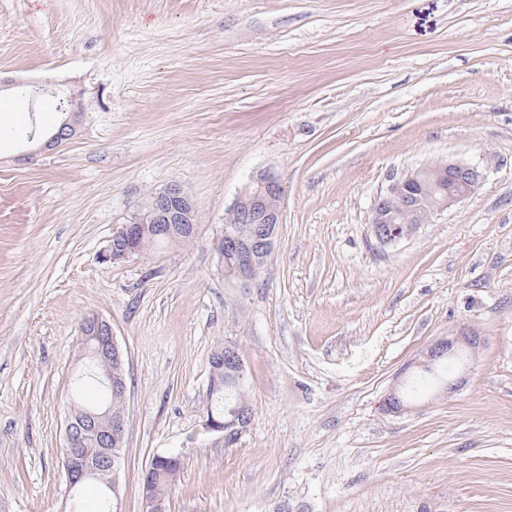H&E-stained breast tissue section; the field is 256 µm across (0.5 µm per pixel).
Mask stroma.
I'll list each match as a JSON object with an SVG mask.
<instances>
[{
    "mask_svg": "<svg viewBox=\"0 0 512 512\" xmlns=\"http://www.w3.org/2000/svg\"><path fill=\"white\" fill-rule=\"evenodd\" d=\"M0 76L78 91L76 135L18 161L0 127V512H98L61 466L87 382L80 326L125 355L115 512H512V0H0ZM461 158L475 195L383 247L375 198ZM281 179L275 249L247 288L216 241L260 173ZM181 184L192 242L102 261L152 192ZM481 338L458 388L385 397L429 345ZM237 345L253 405L203 427L209 358ZM172 455H156L152 458L148 466L145 467L142 473V490H143V500L146 506V512H165V503L166 498L161 496L159 493L155 492V490L150 486L149 480H151L152 475L155 471L158 470V465L161 463V468L164 470V473L161 475L160 479V487L161 490L169 495L171 490V482L173 480V476L178 472L181 462L177 456L179 461L176 462L177 467L170 472L169 466H167L162 461H172L173 459H165V457H171Z\"/></svg>",
    "mask_w": 512,
    "mask_h": 512,
    "instance_id": "1",
    "label": "stroma"
}]
</instances>
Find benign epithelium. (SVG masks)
Here are the masks:
<instances>
[{"mask_svg":"<svg viewBox=\"0 0 512 512\" xmlns=\"http://www.w3.org/2000/svg\"><path fill=\"white\" fill-rule=\"evenodd\" d=\"M57 110L65 114V118L34 149L22 155V159H30L44 149L56 148L75 135L83 111L81 94L74 91L63 94ZM427 173L434 177L431 191H436L443 183L448 185V189L434 199L433 209L427 212L423 220L415 219L409 224L393 223L394 209L411 207L414 191L426 187L422 175ZM483 179L484 173L479 166L460 159L425 164L400 175L374 201L371 218L374 238L384 247L400 243L411 236L419 224L428 223L435 214L472 196ZM282 196L283 188L279 178L272 172H265L238 196L228 213V226L216 248L219 253L226 252L234 257L235 281L243 288L255 281L273 251L282 224ZM195 224L196 212L190 196L181 185L172 183L151 196L144 213L121 225L103 250L101 258L112 263L125 261L142 254L140 240L145 236H170L176 231L192 233ZM81 334L83 347L89 355L114 365V369L105 373V380L114 396L125 397L127 386L121 373L124 354L112 334L111 325L93 315L81 324ZM479 344L478 336L462 331L431 344L414 365L422 371H431L447 357L461 353L473 354ZM242 411L243 407L237 405L229 410L230 420L221 422L209 418L205 420V428L209 431H222L226 438L235 437L246 428L245 424L238 422ZM126 426L125 414L114 415L107 409L88 413L82 423L76 422L71 416L67 418L62 467L69 491L75 493L87 483L97 482L106 493L114 497L118 495ZM88 435L95 437L103 448L102 454L96 458L86 455L79 448ZM164 460L163 455L154 456L142 473L146 512H165L166 498L155 492L149 483L158 465Z\"/></svg>","mask_w":512,"mask_h":512,"instance_id":"1","label":"benign epithelium"}]
</instances>
